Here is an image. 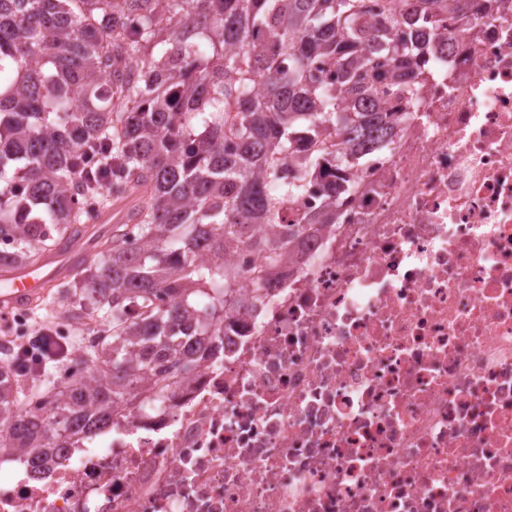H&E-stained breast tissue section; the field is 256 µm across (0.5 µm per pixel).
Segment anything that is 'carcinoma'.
<instances>
[{"label": "carcinoma", "instance_id": "obj_1", "mask_svg": "<svg viewBox=\"0 0 512 512\" xmlns=\"http://www.w3.org/2000/svg\"><path fill=\"white\" fill-rule=\"evenodd\" d=\"M402 2L399 38L386 42L370 37L366 0H0V271L69 249L109 198L149 190L57 285L112 327L108 373L61 387L45 378L24 394L0 365L10 450L71 448L149 377L191 373L180 338L207 348L245 303L224 248L256 250L260 297L288 260V244L262 234L283 223L284 199L391 137L393 113L367 83L379 50L413 82L420 40L438 41L421 33L425 14L460 10L459 0ZM302 131L315 143L333 132L343 147L331 158L315 148L288 180L281 163ZM334 223L331 207L307 213L288 240Z\"/></svg>", "mask_w": 512, "mask_h": 512}]
</instances>
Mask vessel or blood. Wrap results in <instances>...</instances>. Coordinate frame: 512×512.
Here are the masks:
<instances>
[{
    "label": "vessel or blood",
    "instance_id": "obj_1",
    "mask_svg": "<svg viewBox=\"0 0 512 512\" xmlns=\"http://www.w3.org/2000/svg\"><path fill=\"white\" fill-rule=\"evenodd\" d=\"M76 251L47 254L35 268L5 273L7 286L0 290V311L27 308L46 298L51 288L75 266Z\"/></svg>",
    "mask_w": 512,
    "mask_h": 512
}]
</instances>
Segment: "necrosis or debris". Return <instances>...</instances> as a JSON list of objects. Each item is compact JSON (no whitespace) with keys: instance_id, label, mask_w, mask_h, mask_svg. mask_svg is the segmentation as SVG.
<instances>
[{"instance_id":"4bbe7bcc","label":"necrosis or debris","mask_w":512,"mask_h":512,"mask_svg":"<svg viewBox=\"0 0 512 512\" xmlns=\"http://www.w3.org/2000/svg\"><path fill=\"white\" fill-rule=\"evenodd\" d=\"M415 105L190 375L40 458L0 512H512V0H461ZM321 182L284 221L326 205Z\"/></svg>"}]
</instances>
